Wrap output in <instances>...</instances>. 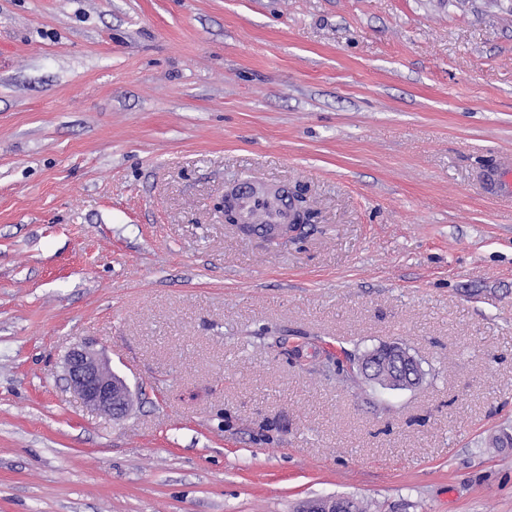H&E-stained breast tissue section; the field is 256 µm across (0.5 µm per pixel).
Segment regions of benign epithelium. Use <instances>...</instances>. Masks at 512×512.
<instances>
[{
  "label": "benign epithelium",
  "mask_w": 512,
  "mask_h": 512,
  "mask_svg": "<svg viewBox=\"0 0 512 512\" xmlns=\"http://www.w3.org/2000/svg\"><path fill=\"white\" fill-rule=\"evenodd\" d=\"M66 377L83 404L112 418L124 416L131 391L126 382L106 367L98 353L82 343L72 345L66 356ZM307 512H348V507L331 496L308 502Z\"/></svg>",
  "instance_id": "obj_1"
}]
</instances>
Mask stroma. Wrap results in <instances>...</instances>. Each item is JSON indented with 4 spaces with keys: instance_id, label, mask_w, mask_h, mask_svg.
<instances>
[{
    "instance_id": "stroma-1",
    "label": "stroma",
    "mask_w": 512,
    "mask_h": 512,
    "mask_svg": "<svg viewBox=\"0 0 512 512\" xmlns=\"http://www.w3.org/2000/svg\"><path fill=\"white\" fill-rule=\"evenodd\" d=\"M502 162L512 0H0V512H512ZM241 179L315 222L225 224ZM392 341L421 388L337 370ZM484 190L488 194H498L512 190V171L500 167L489 168L482 174ZM65 364L67 381L86 407L112 418L127 413L130 388L106 367L98 353L75 343L67 353Z\"/></svg>"
}]
</instances>
